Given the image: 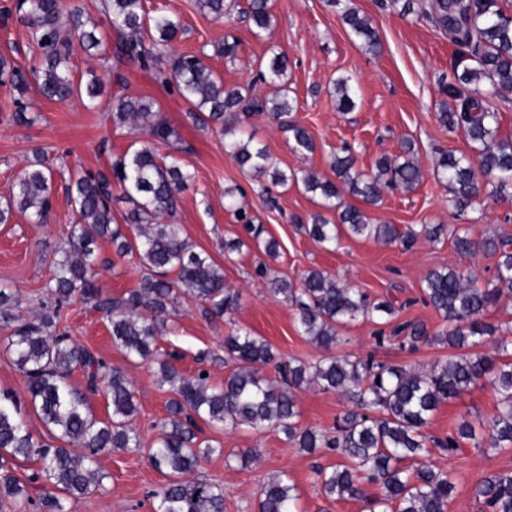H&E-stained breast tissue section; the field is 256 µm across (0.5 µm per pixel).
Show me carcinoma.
<instances>
[{"instance_id": "1", "label": "carcinoma", "mask_w": 512, "mask_h": 512, "mask_svg": "<svg viewBox=\"0 0 512 512\" xmlns=\"http://www.w3.org/2000/svg\"><path fill=\"white\" fill-rule=\"evenodd\" d=\"M326 2L361 39L365 52H380L371 20L352 0ZM199 4L222 19L237 7V0H199ZM15 10L39 48L42 63L30 80L0 55V75L10 73L11 85L21 98L32 81L49 100L63 102L76 96L87 108H97L102 94L99 80L76 83L66 67L73 44L87 51L101 45L96 32L86 29L81 10L64 11L63 0H17ZM105 11L116 32L112 52L116 63L136 64L153 72L157 80L175 84L198 112L197 120L225 135L236 130L243 118L265 112L291 134L295 152H313V140L293 119L295 106L287 97L261 99L248 87L226 85L215 78L197 55L165 52L180 29L176 18L149 14L145 0H105ZM65 12L69 16L66 26L61 24ZM244 16L258 35L272 27L269 0H248ZM432 19L458 47L453 82L443 88L454 105L443 103L436 119L444 127L463 130L475 151L472 157L446 152L435 161L436 176L448 183L452 204L463 212L486 189L494 196L512 188V140L498 137L499 113L491 108L493 98L512 93V15L496 0H434ZM288 66V57L274 52L266 69L275 80L286 74ZM335 91L339 111L355 107L356 88L349 79H339ZM104 111L110 113L115 127L147 136L152 142H166L172 135L159 120L151 99L119 97ZM224 147L240 168L270 177L273 186L300 184L319 198L323 208L337 212V224L317 213L311 223L302 225L320 245L336 247L344 233L405 244L417 236L412 231L401 234L392 224L370 223L364 211L345 203L341 196L345 190L375 205L386 186L404 190L416 186L422 170L410 143L405 145L403 159L383 156L370 174L356 166L351 148L343 146L332 155L334 181L279 170L266 149L253 146L252 137L242 130ZM191 179L181 161L161 158L153 147L144 145L113 160L110 171L87 173L74 180L70 191L78 221L61 248L64 259L56 263L52 304L34 319L16 325L6 347L24 373L31 404L45 426L57 431L61 444L35 441L17 419L16 400L8 394L1 397L0 497L30 500L28 489L8 473L7 465L10 459L36 456L41 469L31 482H46L64 493L62 497L49 492L41 495V512H75L79 499L102 483L96 456L112 448H141L132 425L138 412L132 383L122 368L108 366L68 333L57 330L63 306L73 299L91 303L108 322L112 345L130 362L155 354L156 342L179 296L205 304L204 310L216 316L235 309L238 295L224 283L223 268L193 249L182 225L165 220ZM117 191L129 205L119 219L112 209ZM51 193V168L38 158L13 181L9 198L0 204V224L10 223L16 210L34 223H43L51 209ZM124 224L135 227L136 235L127 236ZM421 232L435 241L449 234L460 254L498 255L492 279L480 286L472 275L456 267L429 272L422 287L424 301L439 313L446 327L432 334L422 322H406L396 325L388 336L379 331L375 340L382 345L399 338L411 350L422 342L436 341L457 354L423 373L371 357L351 360L336 355L332 350L344 342L338 326L360 317H391L393 304L373 302L366 293L340 285L317 269L304 273L296 284L276 275L267 264H259L256 275L296 309L299 335L327 354L309 365L295 359L278 362L280 380L274 381L262 372L276 358L270 343L249 331H232L224 336V352L237 367L222 387L210 386L209 377L199 373L186 375L169 360L160 361L161 382L170 386L174 397L148 452L152 467L170 476L154 493L155 512H224V491L219 486L186 479L211 452L198 439L200 421L211 427L254 432L278 429L302 451H335L342 461L329 471L315 472L323 494L336 501L363 499L371 512H447L455 481L450 470L427 461L431 445L451 453L469 440L477 448L512 450V361H498L512 347V329L481 321L490 305L503 297L512 298V239L477 241L468 229H448L443 224H424ZM100 239L112 243L122 257L138 256L148 270L119 301L103 296L97 285L94 245ZM78 367L111 401L112 414L107 420L96 419L84 395L69 385V375ZM480 384L490 385L497 396L496 412L482 431L486 438L478 437L475 426L465 420L445 440L429 435L428 426L439 406ZM311 385L352 403L334 435L296 422L294 391ZM366 483L377 487L375 495L367 494ZM294 491L288 478L275 477L260 489L259 512H296ZM473 495L481 512H512V470L480 478Z\"/></svg>"}]
</instances>
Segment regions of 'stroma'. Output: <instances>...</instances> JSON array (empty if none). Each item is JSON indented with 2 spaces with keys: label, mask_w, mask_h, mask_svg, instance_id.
<instances>
[{
  "label": "stroma",
  "mask_w": 512,
  "mask_h": 512,
  "mask_svg": "<svg viewBox=\"0 0 512 512\" xmlns=\"http://www.w3.org/2000/svg\"><path fill=\"white\" fill-rule=\"evenodd\" d=\"M14 4L15 0H0V54L27 72L38 66L40 54L27 28L13 14ZM354 4L370 18L381 41L380 54L366 53L339 13L324 0H269L273 26L260 36L241 14L247 0H238L239 13L224 20L202 11L197 0L145 2L150 13L163 12L179 20L174 52L202 55L207 67L225 83L254 86L260 96L285 90L296 106L295 120L315 142L313 153L296 154L288 132L266 115H254L244 124L254 145L267 148L281 170H309L331 180L335 177L331 157L342 145H351L358 167L369 171L381 156L401 155V146L408 140L423 171L418 186L410 191L384 190L381 203L375 206L362 205L360 198L350 195L346 203L363 206L371 223L392 224L402 232L411 228L419 232L425 224H468L477 239L488 235L512 238V192L494 198L480 196L473 207L460 213L449 204L448 188L434 173L439 153L462 155L470 148L463 132L448 131L436 119L444 99L442 86L452 79L457 48L430 21L432 0H413L411 13L405 15L382 8L381 0H354ZM227 37L237 42V57L232 61L215 52ZM274 51L285 53L291 67L281 79L260 82V66ZM69 72L78 82L100 76L103 98L123 94L156 102L161 119L173 131L169 142L158 144L156 151L179 156L193 176L179 197L174 220L183 225L196 250L208 253L223 267L225 283L239 293L237 310L221 317L204 313L202 303L180 296L174 330L161 337L158 345L161 351L177 353L176 365L186 375L202 369L211 386H223L234 368L224 353V336L235 329L263 337L274 352L286 358L311 363L322 357L321 348L297 333L293 307L256 276L255 268L263 261L279 276L294 281L308 270H321L340 284L366 292L372 300L397 304L396 322H422L433 332L442 330L444 321L423 301L422 287L429 271L457 266L471 270L481 283L493 275L495 257L483 252L472 257L459 254L446 237L432 241L419 233L407 248L398 242L345 236L338 247H323L302 230L319 210L317 198L294 184L270 187V194H263V186H270L268 178L240 169L225 152L223 137L202 127L175 87L157 82L133 64L123 66L125 81L116 84L103 56L78 46L70 55ZM346 76L355 81L358 100L352 111L342 112L337 108L335 83ZM15 97L11 85L0 82V202L8 198L13 180L34 152H42L54 166L47 223H32L18 212L11 223L0 224V287L13 291V312L22 321L49 303L47 287L61 259L58 244L77 221L67 193L70 177L109 170L113 158L125 153L137 136L114 128L109 113L85 108L78 99L58 102L33 90L24 97L33 122L18 124L13 120ZM231 190L241 191L240 202L262 224L263 239L277 241L276 258L267 259L253 242L227 250V242L246 236L229 206ZM95 255L102 294L120 298L136 286L143 273L137 258L119 256L105 240L98 242ZM61 317V329L73 340L126 372L136 393L135 427L143 444L136 451L108 450L99 455L102 484L80 499L76 512H153L152 494L168 477L151 466L146 451L154 445L158 425L168 415L170 387L160 381L157 360H125L112 345L107 322L91 305L74 301L62 309ZM380 329V324L362 318L339 326L345 342L336 347V354H371L380 362L414 370L430 369L451 354L447 345L436 342L420 344L415 350L400 348L394 341L376 345L373 336ZM12 332V325L0 322V395L17 396L20 417L34 440L53 442L51 431L28 399L23 372L5 351ZM296 399L299 424L324 432L333 431L337 418L349 407L346 398L314 387L299 390ZM495 408L496 394L490 387L472 388L440 406L429 432L446 437L461 421L478 423ZM201 437L216 452L201 463L197 474L223 488L224 512H258L261 486L280 473L287 474L295 487L297 512H367L362 501H333L322 494L314 471L335 467L339 458L334 451L301 452L273 429L257 434L206 426ZM249 448L255 449V458L241 463L239 452ZM446 464L456 483L447 512H479L473 497L476 481L487 473L512 469V451L494 453L468 441Z\"/></svg>",
  "instance_id": "1"
}]
</instances>
